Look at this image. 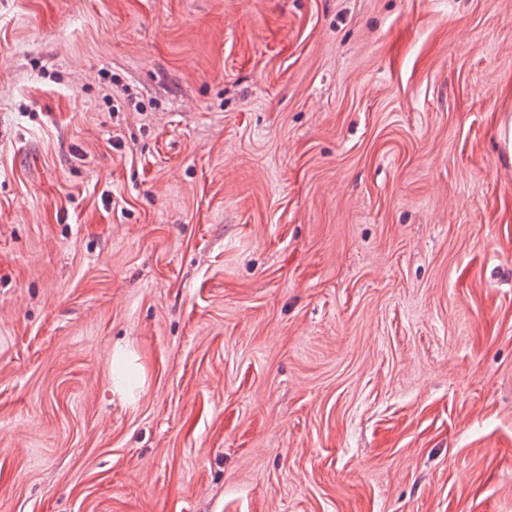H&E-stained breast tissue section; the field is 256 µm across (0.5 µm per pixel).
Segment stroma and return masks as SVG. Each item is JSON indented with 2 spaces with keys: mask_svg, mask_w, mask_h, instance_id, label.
<instances>
[{
  "mask_svg": "<svg viewBox=\"0 0 512 512\" xmlns=\"http://www.w3.org/2000/svg\"><path fill=\"white\" fill-rule=\"evenodd\" d=\"M506 113L512 0H0V512H512Z\"/></svg>",
  "mask_w": 512,
  "mask_h": 512,
  "instance_id": "obj_1",
  "label": "stroma"
}]
</instances>
